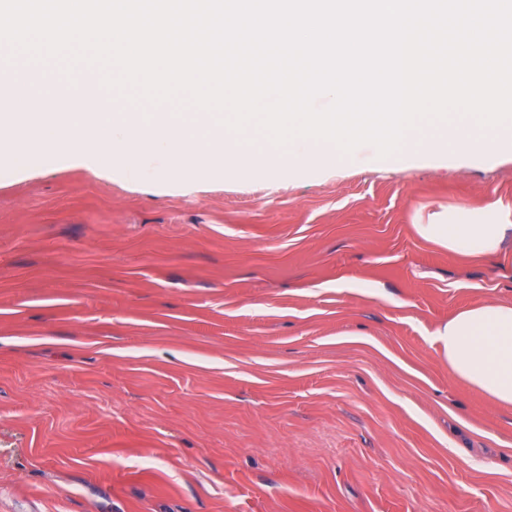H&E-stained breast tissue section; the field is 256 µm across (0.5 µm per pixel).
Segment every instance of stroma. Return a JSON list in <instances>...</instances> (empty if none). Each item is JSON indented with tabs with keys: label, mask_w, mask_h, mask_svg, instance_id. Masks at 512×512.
Wrapping results in <instances>:
<instances>
[{
	"label": "stroma",
	"mask_w": 512,
	"mask_h": 512,
	"mask_svg": "<svg viewBox=\"0 0 512 512\" xmlns=\"http://www.w3.org/2000/svg\"><path fill=\"white\" fill-rule=\"evenodd\" d=\"M1 113L0 512H512V407L438 337L512 302V235L418 232L512 225L511 149L187 181ZM490 214H465L448 220V224H422L420 234L447 248L448 251L475 256L495 255L502 244L505 226Z\"/></svg>",
	"instance_id": "1"
}]
</instances>
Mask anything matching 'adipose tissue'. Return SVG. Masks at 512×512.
Instances as JSON below:
<instances>
[{"label":"adipose tissue","mask_w":512,"mask_h":512,"mask_svg":"<svg viewBox=\"0 0 512 512\" xmlns=\"http://www.w3.org/2000/svg\"><path fill=\"white\" fill-rule=\"evenodd\" d=\"M420 234L448 251L495 255L505 227L488 214H465L445 224L419 225ZM448 368L493 401L512 406V304L484 302L459 310L444 327Z\"/></svg>","instance_id":"adipose-tissue-1"}]
</instances>
